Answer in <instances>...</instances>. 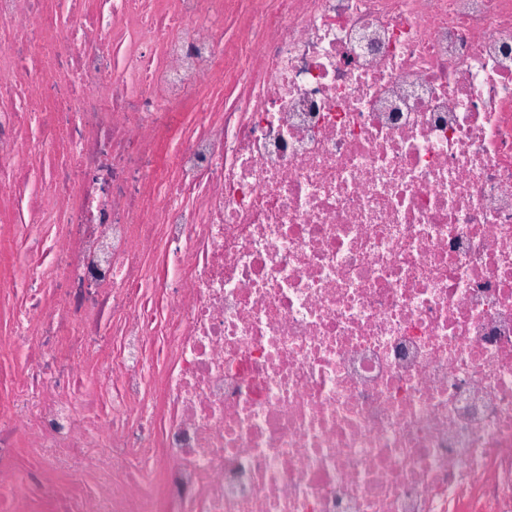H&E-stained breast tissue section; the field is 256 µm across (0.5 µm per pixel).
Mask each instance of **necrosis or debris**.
<instances>
[{
    "mask_svg": "<svg viewBox=\"0 0 512 512\" xmlns=\"http://www.w3.org/2000/svg\"><path fill=\"white\" fill-rule=\"evenodd\" d=\"M233 2L0 0V512H512V0Z\"/></svg>",
    "mask_w": 512,
    "mask_h": 512,
    "instance_id": "1",
    "label": "necrosis or debris"
}]
</instances>
